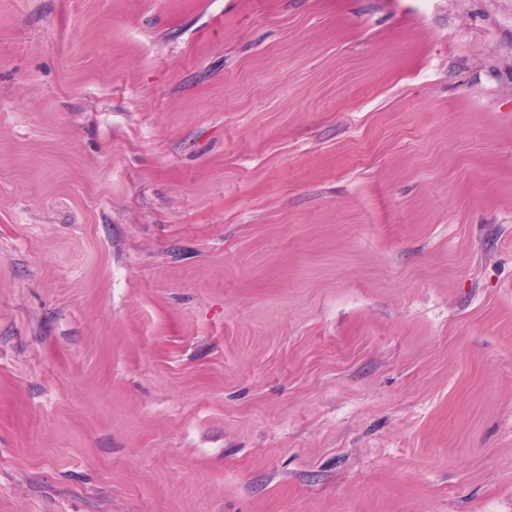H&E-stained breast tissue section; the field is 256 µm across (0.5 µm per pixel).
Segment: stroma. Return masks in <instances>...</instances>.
Instances as JSON below:
<instances>
[{"instance_id": "35a3bbf8", "label": "stroma", "mask_w": 512, "mask_h": 512, "mask_svg": "<svg viewBox=\"0 0 512 512\" xmlns=\"http://www.w3.org/2000/svg\"><path fill=\"white\" fill-rule=\"evenodd\" d=\"M0 512H512V0H0Z\"/></svg>"}]
</instances>
